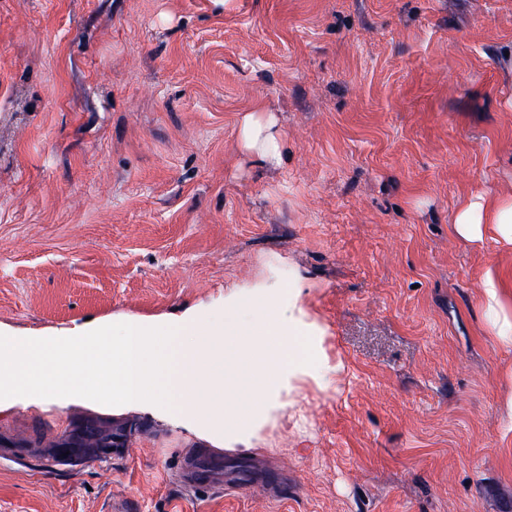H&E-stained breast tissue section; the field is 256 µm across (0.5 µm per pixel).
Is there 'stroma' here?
<instances>
[{"label": "stroma", "mask_w": 512, "mask_h": 512, "mask_svg": "<svg viewBox=\"0 0 512 512\" xmlns=\"http://www.w3.org/2000/svg\"><path fill=\"white\" fill-rule=\"evenodd\" d=\"M509 52L512 0H0V330L213 320L298 274L332 367L244 445L17 401L0 512H512V245L454 224L512 197ZM189 452L287 480L191 489ZM239 140L242 148L257 157L261 164L278 163L281 134L271 112L244 113L239 122Z\"/></svg>", "instance_id": "stroma-1"}]
</instances>
